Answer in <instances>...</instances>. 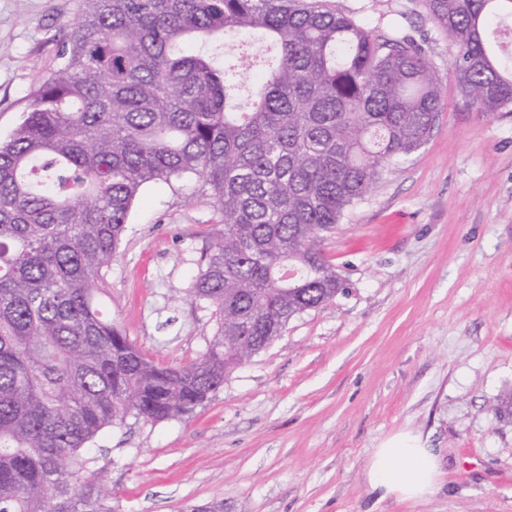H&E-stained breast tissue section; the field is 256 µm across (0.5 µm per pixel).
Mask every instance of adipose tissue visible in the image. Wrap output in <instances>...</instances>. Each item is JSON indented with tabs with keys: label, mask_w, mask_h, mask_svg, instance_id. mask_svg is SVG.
Instances as JSON below:
<instances>
[{
	"label": "adipose tissue",
	"mask_w": 512,
	"mask_h": 512,
	"mask_svg": "<svg viewBox=\"0 0 512 512\" xmlns=\"http://www.w3.org/2000/svg\"><path fill=\"white\" fill-rule=\"evenodd\" d=\"M439 473V458L434 450L419 436L400 432L374 449L366 480L382 497L410 501L430 493Z\"/></svg>",
	"instance_id": "adipose-tissue-1"
}]
</instances>
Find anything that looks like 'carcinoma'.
Segmentation results:
<instances>
[{"label": "carcinoma", "mask_w": 512, "mask_h": 512, "mask_svg": "<svg viewBox=\"0 0 512 512\" xmlns=\"http://www.w3.org/2000/svg\"><path fill=\"white\" fill-rule=\"evenodd\" d=\"M458 87L512 112V0H424ZM0 142V512H112L96 441L193 413L342 282L321 234L432 130L442 80L323 0H81ZM261 36L252 59L224 37ZM193 175L220 230L190 292L217 330L149 359L102 307L144 185Z\"/></svg>", "instance_id": "obj_1"}]
</instances>
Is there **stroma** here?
Segmentation results:
<instances>
[{
	"mask_svg": "<svg viewBox=\"0 0 512 512\" xmlns=\"http://www.w3.org/2000/svg\"><path fill=\"white\" fill-rule=\"evenodd\" d=\"M376 37L410 35L439 70L427 142L324 232L331 301L228 376L191 417L135 418L97 441L112 512H512V112L460 92L457 48L423 0H331ZM79 0H0V140L56 65ZM219 226L198 182L147 185L105 280L106 308L150 359L186 365L216 330L190 296ZM410 429L439 456L435 490L381 497L373 448Z\"/></svg>",
	"mask_w": 512,
	"mask_h": 512,
	"instance_id": "stroma-1",
	"label": "stroma"
}]
</instances>
